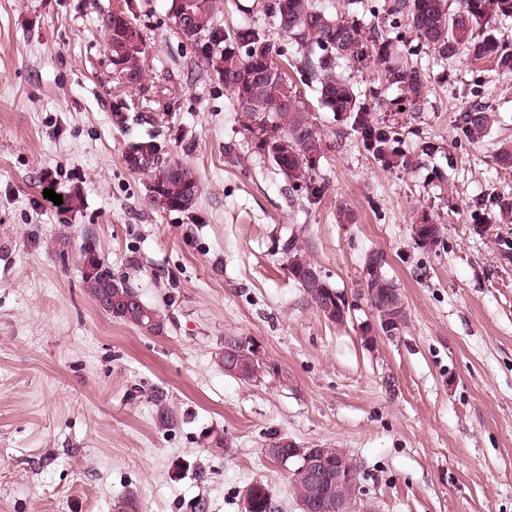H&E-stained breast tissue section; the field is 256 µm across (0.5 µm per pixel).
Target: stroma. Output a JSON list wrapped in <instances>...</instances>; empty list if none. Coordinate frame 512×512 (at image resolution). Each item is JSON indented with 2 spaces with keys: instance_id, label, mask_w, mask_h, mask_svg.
Instances as JSON below:
<instances>
[{
  "instance_id": "1",
  "label": "stroma",
  "mask_w": 512,
  "mask_h": 512,
  "mask_svg": "<svg viewBox=\"0 0 512 512\" xmlns=\"http://www.w3.org/2000/svg\"><path fill=\"white\" fill-rule=\"evenodd\" d=\"M322 3L363 33L392 27L388 0ZM127 5L147 46L137 86L116 75L99 22ZM170 6L0 0V512H114L130 491L140 512H243L257 480L274 512H300L288 470L266 454L279 437L361 463L352 512H512V223L500 220L512 169L496 161L512 143V80L422 48L429 93L397 112L401 90L372 61L340 65L376 119L400 127L406 170L383 169L299 84L329 149L323 195L292 201ZM475 103L496 123L456 144ZM151 136L199 175L195 218L153 203L151 177L127 166L129 146ZM341 205L354 223H339ZM425 220L444 227L437 246L413 237ZM294 234L352 300L344 323L289 279L280 245ZM89 235L113 275L167 315L163 334L89 296L77 263ZM373 250L406 322L369 350L362 268ZM228 336L260 346L272 371L251 383L224 374ZM163 406L175 426L160 424ZM209 430L224 453L203 447Z\"/></svg>"
}]
</instances>
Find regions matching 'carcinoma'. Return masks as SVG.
Returning <instances> with one entry per match:
<instances>
[{
	"mask_svg": "<svg viewBox=\"0 0 512 512\" xmlns=\"http://www.w3.org/2000/svg\"><path fill=\"white\" fill-rule=\"evenodd\" d=\"M255 9L264 16L269 30L245 26L230 32L215 27L220 0H172V18L181 28L183 17L194 22L186 41L195 45L210 76L224 85V90L237 106L244 129L251 134L255 152L283 175L288 184L306 191L309 197L320 193L317 177L328 145L324 135L312 121L296 85L281 68L278 58L288 54V46L299 50L294 68L304 79L316 85L324 107L351 122L364 149L383 166L410 168L412 157L400 148L394 128L368 111L354 86L336 73L341 60L361 64L374 59L389 81L402 91L396 109H415L426 98L425 74L409 62L397 63L388 41L365 35L348 18L332 14L320 0H254ZM389 15L404 22L405 30L398 39L410 35L417 45L443 59L460 52L471 58L492 59L505 75L512 74V50L501 44L490 26L498 19L512 18V0H462L452 13L449 0H391ZM101 27L112 38V65L116 74L128 85L143 78L146 47L141 30L126 11L104 14ZM491 111L475 104L460 115L458 138L462 142H478L491 131ZM128 167L148 173L153 179L152 199L170 211L191 213L201 195V183L194 169L183 160L167 157L155 138L134 143L125 156ZM281 254L286 260L289 277L303 289L315 309H320L327 293L335 291L322 276L317 263L307 254L303 241L293 235L282 241ZM376 266L364 280L366 294L377 320L392 322L402 329L405 308L401 299H392L394 283L384 272L383 254L372 251ZM78 263L83 285L94 301L111 299L104 311L113 318L149 333L161 334L167 329V318L145 302L128 280L117 278L104 263L95 238L87 236L79 247ZM225 374L245 383L253 382L257 373L248 358L239 369H224ZM292 493L305 502L326 498L353 501L360 492L359 482L338 483L313 480L308 471L293 469ZM272 489L259 482L251 512H273Z\"/></svg>",
	"mask_w": 512,
	"mask_h": 512,
	"instance_id": "carcinoma-1",
	"label": "carcinoma"
}]
</instances>
